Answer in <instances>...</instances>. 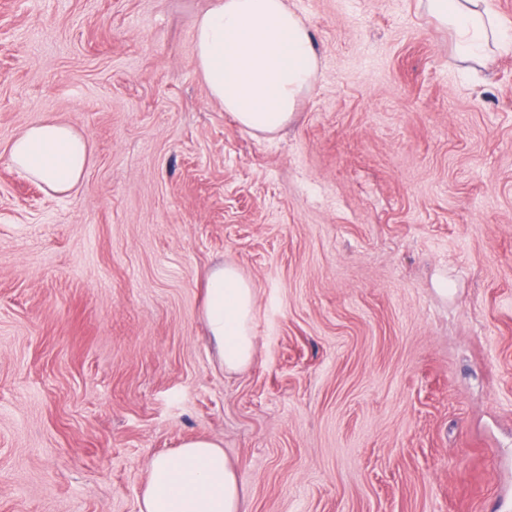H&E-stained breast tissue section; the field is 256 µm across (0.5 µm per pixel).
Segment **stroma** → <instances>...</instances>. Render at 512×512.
<instances>
[{
	"label": "stroma",
	"mask_w": 512,
	"mask_h": 512,
	"mask_svg": "<svg viewBox=\"0 0 512 512\" xmlns=\"http://www.w3.org/2000/svg\"><path fill=\"white\" fill-rule=\"evenodd\" d=\"M320 75L252 135L200 76L210 0H0V512H139L221 443L239 512H512V49L424 0H288ZM58 118L75 193L10 165ZM256 290L227 371L204 280ZM428 12L446 25L454 39L456 54L467 60L487 57L490 41L506 43L503 26L496 22L485 0H427Z\"/></svg>",
	"instance_id": "obj_1"
}]
</instances>
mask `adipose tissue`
I'll return each instance as SVG.
<instances>
[{
    "label": "adipose tissue",
    "instance_id": "1",
    "mask_svg": "<svg viewBox=\"0 0 512 512\" xmlns=\"http://www.w3.org/2000/svg\"><path fill=\"white\" fill-rule=\"evenodd\" d=\"M452 32L456 54L482 60L503 26L480 0H427ZM198 69L212 99L246 130L273 135L287 126L317 81L319 59L309 28L286 0H212L193 23ZM90 158L87 141L65 121L40 119L9 147L11 165L48 192L79 188ZM256 295L231 266L206 275L202 319L225 369L254 357ZM240 481L220 443L205 438L152 457L140 512H239Z\"/></svg>",
    "mask_w": 512,
    "mask_h": 512
}]
</instances>
